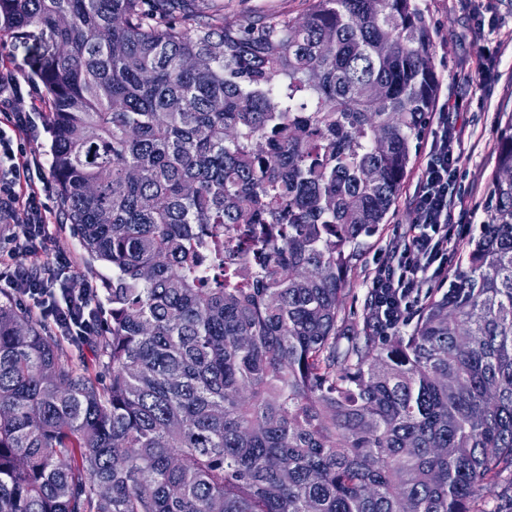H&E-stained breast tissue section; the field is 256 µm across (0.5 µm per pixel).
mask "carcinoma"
Returning <instances> with one entry per match:
<instances>
[{
	"instance_id": "cac0c4a2",
	"label": "carcinoma",
	"mask_w": 512,
	"mask_h": 512,
	"mask_svg": "<svg viewBox=\"0 0 512 512\" xmlns=\"http://www.w3.org/2000/svg\"><path fill=\"white\" fill-rule=\"evenodd\" d=\"M308 2L0 0L46 42L62 213L112 269L67 345L0 292V512H512V118L448 289L344 329L434 45L415 0ZM225 5L240 14H247L256 9H288V12L300 15L307 9L308 2L305 0H224V8Z\"/></svg>"
}]
</instances>
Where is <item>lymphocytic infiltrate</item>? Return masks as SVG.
<instances>
[{
    "instance_id": "f902f5d3",
    "label": "lymphocytic infiltrate",
    "mask_w": 512,
    "mask_h": 512,
    "mask_svg": "<svg viewBox=\"0 0 512 512\" xmlns=\"http://www.w3.org/2000/svg\"><path fill=\"white\" fill-rule=\"evenodd\" d=\"M32 109L21 94L11 71H0V113L11 127L12 136L0 133V223L13 222L17 210H24L35 227L47 222L46 206L40 191L30 184L31 161L23 149L13 146L14 137L26 134L32 123ZM464 132L440 116L431 129V142L414 208L417 221L406 231L404 251L383 261L371 288L378 299V317L388 330L407 324L418 299V290L427 273L441 275L460 230L466 224L464 214L452 206L461 160L457 146L463 145ZM59 296L42 304L44 314L74 337L90 335L96 323L92 285L75 276L61 279Z\"/></svg>"
}]
</instances>
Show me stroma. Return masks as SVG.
Segmentation results:
<instances>
[{"label":"stroma","instance_id":"stroma-1","mask_svg":"<svg viewBox=\"0 0 512 512\" xmlns=\"http://www.w3.org/2000/svg\"><path fill=\"white\" fill-rule=\"evenodd\" d=\"M429 22L436 50V102L448 107V122L465 131L456 205L467 211L472 225L484 223L489 179L495 164L494 148L500 132L512 115V0H419ZM0 52L9 58L8 67L19 81L25 97L40 103L34 113L31 133L23 147L41 167L35 171V184H50L46 198L47 220L44 242L21 250L14 234L25 224L24 212H17L14 223L0 224V255L17 251L23 264L51 263L59 258L72 261L71 273L85 275L80 260L81 247L70 225L63 221L55 179L51 172V136L47 130L50 104L35 76L33 61L39 52L35 40L0 38ZM426 158L425 145H418L398 197L380 234L370 238L350 291L344 300L345 324L362 322L370 282L378 264L399 241V232L416 221L413 195Z\"/></svg>","mask_w":512,"mask_h":512}]
</instances>
